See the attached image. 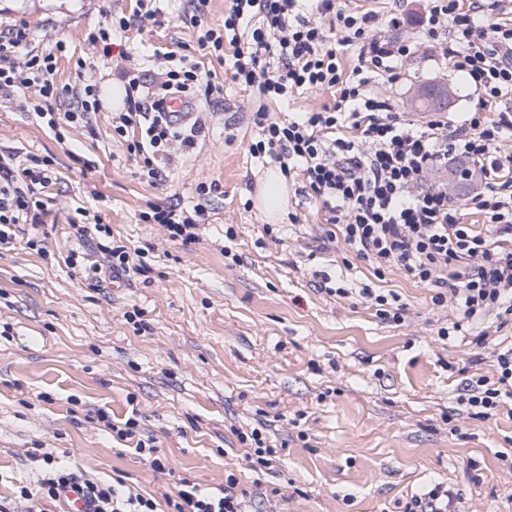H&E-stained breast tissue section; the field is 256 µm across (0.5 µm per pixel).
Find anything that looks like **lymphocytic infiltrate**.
Returning <instances> with one entry per match:
<instances>
[{"mask_svg":"<svg viewBox=\"0 0 512 512\" xmlns=\"http://www.w3.org/2000/svg\"><path fill=\"white\" fill-rule=\"evenodd\" d=\"M229 3L223 25L204 28L198 44L216 57L231 55L232 81L251 93L259 130L252 152L278 163L283 176H301L303 194L320 203L338 229L331 242H342L375 272L398 267L433 288V305L455 307L456 320L437 331L441 339L490 318L500 329L511 324L512 157L501 146L512 140V0H427L414 41L393 35L406 21L399 8L382 15L317 0L320 15L336 19L330 30L307 16L305 0ZM29 30L22 21L0 34V90L37 87L34 110L54 128L55 57L23 55ZM349 46L357 49L350 67L342 58ZM419 53L460 74L477 92L458 127L439 119L414 123L390 98L369 91L375 77H405L407 62ZM166 59L163 93L215 103L221 88L202 75L197 62L173 52ZM139 86L130 79L126 109L115 114L114 130L132 134L146 175L155 180L172 143L192 146L202 125L170 121L159 97L145 96ZM325 90L334 93V106L268 120L270 101L292 102ZM458 159L476 166L481 185L456 203L447 185L429 177ZM51 166L35 155L20 170L0 162V246L13 242L18 224L39 223L44 203L38 193L51 180ZM469 213L483 218V230L463 223ZM494 355L493 375L466 385L458 397L459 405L482 418L512 399V346H495ZM28 456L38 463L40 478L36 486H18L15 499L0 501V512H15L21 500L27 512H38L40 500L61 502L69 490L81 493L92 512H157L154 499L126 491L121 480L84 478L37 448ZM254 498L232 474L217 493L181 478L166 506L170 512H254Z\"/></svg>","mask_w":512,"mask_h":512,"instance_id":"lymphocytic-infiltrate-1","label":"lymphocytic infiltrate"}]
</instances>
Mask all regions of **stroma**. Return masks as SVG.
I'll use <instances>...</instances> for the list:
<instances>
[{
  "label": "stroma",
  "mask_w": 512,
  "mask_h": 512,
  "mask_svg": "<svg viewBox=\"0 0 512 512\" xmlns=\"http://www.w3.org/2000/svg\"><path fill=\"white\" fill-rule=\"evenodd\" d=\"M226 5L160 0L153 22L134 18L135 0H0V30L28 22L29 50L56 52V87L92 83L103 101L87 123L51 129L32 109L34 89L0 92V157L20 168L47 157L56 172L41 224L21 225L0 249V496L34 479L27 452L40 448L159 502L177 479L216 493L232 473L258 494L259 512H401L437 483L454 512H512V408L481 419L457 403L466 382L492 374V347L441 340L453 312L433 306L429 287L395 267L375 274L329 243L332 226L300 178L287 180L298 223L265 221L254 206L270 168L250 152L258 129L248 93L197 43ZM116 15L132 23L106 54L88 36ZM170 51L202 59L223 93L198 107L194 147L176 146L153 183L112 127V87L139 74L157 90ZM406 69L405 83L383 76L371 89L407 119L425 121L410 101L427 84L456 88L449 124L474 107L472 87L449 69L421 55ZM202 183L218 193L199 194ZM172 204L203 211L195 240L143 220L148 206ZM86 217L133 258L120 287L93 272L102 258L74 230ZM325 276L346 295L321 292ZM366 288L396 293L405 323L377 317ZM135 310L142 324L129 320ZM132 416L170 471L112 432ZM255 427L275 450L256 469L237 437Z\"/></svg>",
  "instance_id": "stroma-1"
}]
</instances>
